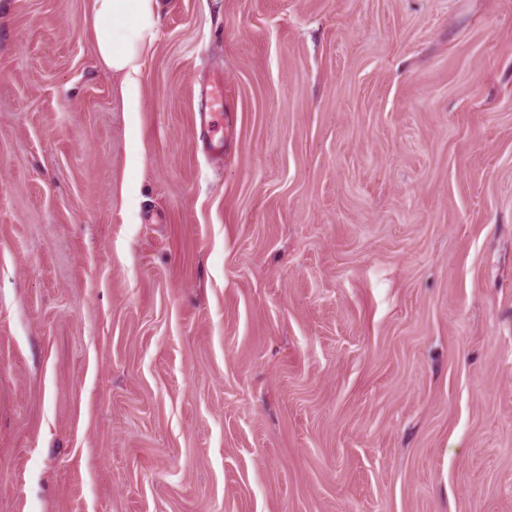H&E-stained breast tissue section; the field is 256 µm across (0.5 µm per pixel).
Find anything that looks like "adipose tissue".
Returning <instances> with one entry per match:
<instances>
[{"mask_svg": "<svg viewBox=\"0 0 512 512\" xmlns=\"http://www.w3.org/2000/svg\"><path fill=\"white\" fill-rule=\"evenodd\" d=\"M92 30L104 67L120 77L131 112H138L142 60L158 33L159 0H91Z\"/></svg>", "mask_w": 512, "mask_h": 512, "instance_id": "obj_1", "label": "adipose tissue"}]
</instances>
